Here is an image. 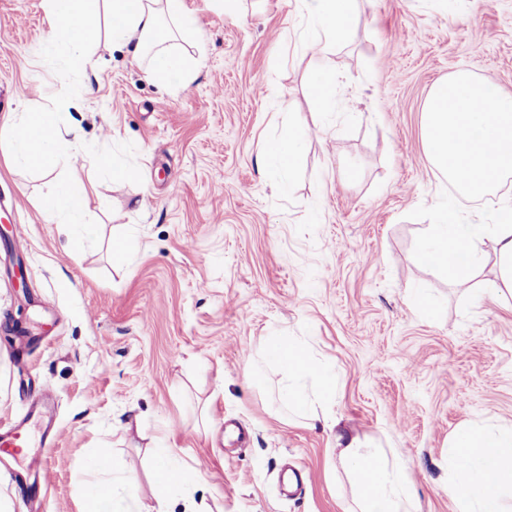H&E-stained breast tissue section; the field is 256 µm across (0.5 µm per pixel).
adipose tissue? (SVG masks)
<instances>
[{
	"instance_id": "obj_1",
	"label": "adipose tissue",
	"mask_w": 512,
	"mask_h": 512,
	"mask_svg": "<svg viewBox=\"0 0 512 512\" xmlns=\"http://www.w3.org/2000/svg\"><path fill=\"white\" fill-rule=\"evenodd\" d=\"M320 27L314 47L321 57L334 53L352 26L358 0H302ZM52 30L46 53L56 64L85 72L95 69V40L100 19H107L112 45L145 61L146 74L171 90L186 84L201 66V57L184 53L178 40H190L196 24L185 10V0H43ZM40 138L42 155H35L31 138ZM302 145L296 133L270 143L266 150L269 178L277 183L289 176ZM0 150L16 165L49 171L80 156L84 146L76 129L64 124L60 113L27 107L0 120ZM43 215L92 233V219L71 184H62L47 198ZM421 256L440 274L458 285L466 284L493 259L499 287L512 293V205L499 208L489 222L459 223L452 204L437 209L421 244ZM267 358L288 367L281 392L289 407L321 417L326 429L335 431L343 463L355 479L361 512H412L406 465L388 457L359 436L339 430L331 407L335 389L330 369L287 336L267 337ZM154 471L167 474L153 482V505H143L135 491H128L131 512H170L175 487H184V512H200L189 488L191 471L173 449L154 441ZM449 488L459 512H512V426L492 423L460 427L448 443Z\"/></svg>"
}]
</instances>
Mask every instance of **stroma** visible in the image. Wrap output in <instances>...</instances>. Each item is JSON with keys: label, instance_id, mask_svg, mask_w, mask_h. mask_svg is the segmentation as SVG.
<instances>
[{"label": "stroma", "instance_id": "35a3bbf8", "mask_svg": "<svg viewBox=\"0 0 512 512\" xmlns=\"http://www.w3.org/2000/svg\"><path fill=\"white\" fill-rule=\"evenodd\" d=\"M185 4L203 62L173 92L104 34L94 71L56 66L41 0H0V106L67 113L98 224L91 242L48 222L66 169L0 152V221L23 235H0V423L55 395L53 435L31 454L47 478L21 456L0 492L13 512H80L94 475L134 481L151 504L159 437L199 469L193 496L211 512H355L334 433L278 399L283 369L260 357L278 334L331 368L341 427L404 460L416 512H458L449 439L470 422L512 426V293L489 266L479 299L441 278L410 213L446 186L423 140L433 85L463 70L512 93V0H362L326 61L307 49L301 0ZM321 68L336 76L330 110L307 89ZM61 83L71 102L53 97ZM292 128L307 137L277 187L262 153ZM100 155L138 178L112 183Z\"/></svg>", "mask_w": 512, "mask_h": 512}]
</instances>
